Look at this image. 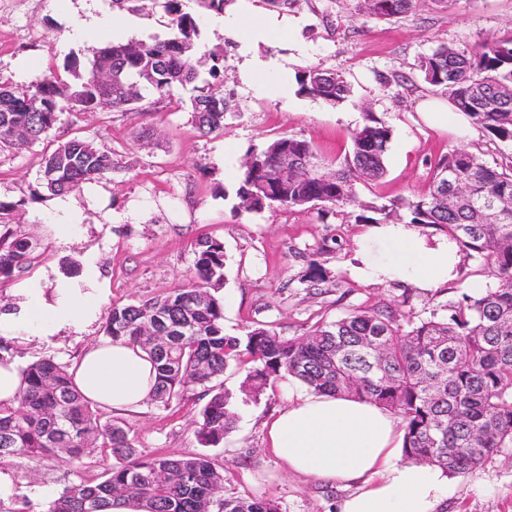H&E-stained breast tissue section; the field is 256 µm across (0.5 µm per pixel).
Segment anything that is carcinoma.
I'll return each mask as SVG.
<instances>
[{"mask_svg":"<svg viewBox=\"0 0 512 512\" xmlns=\"http://www.w3.org/2000/svg\"><path fill=\"white\" fill-rule=\"evenodd\" d=\"M171 15L165 39L94 46L92 60L64 62L73 83L48 69L19 91L0 86V148L34 144L48 137L61 115L98 111L100 85L90 65L110 76L114 109L158 98L175 87H192L189 108L194 127L206 136L224 130L228 102L224 55L207 61L194 56L201 32L180 0H150ZM417 0H364L367 14L380 21L405 16ZM424 83L490 140L512 146V34L475 45L438 46L418 58ZM297 93L333 106L351 95L346 78L309 67L295 76ZM393 129L369 110L351 133L344 156L323 155L295 135L281 136L255 152L244 168L236 196L240 206L345 209L356 202V184H370L386 173ZM298 162L286 185L274 175L275 154ZM118 168L112 151L76 136L46 158L43 181L55 195L80 190ZM428 191L362 205L347 213L356 224H417L446 234L459 252L479 261L489 279L477 295L461 294L442 314L425 319L385 305L355 308L334 321L319 320L296 337L268 325L248 327L239 336L224 334V307L208 286L224 280V244L208 238L194 248L196 282L145 302L114 303L105 311L111 341L141 346L157 364L151 401L164 408L189 399L203 402L197 438L218 447L233 431L238 413L216 380L234 366L246 371V395L258 400L268 386L294 377L322 392L373 402L396 415L404 430L403 456L463 477L497 458H512V155L492 166L478 155L453 149L430 164ZM465 193L448 206L457 183ZM39 243L0 235V276L30 266ZM24 387L16 407L0 406V467L12 458L41 462L66 453L75 471L84 467L86 449L97 450L103 472L98 481L73 480L48 502L44 512H105L112 499L133 494L147 498L151 512H281L278 501L224 494V472L205 454L172 458L144 455L131 429L104 416L72 385L68 365L42 358L21 368Z\"/></svg>","mask_w":512,"mask_h":512,"instance_id":"cac0c4a2","label":"carcinoma"}]
</instances>
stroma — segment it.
I'll return each mask as SVG.
<instances>
[{"mask_svg":"<svg viewBox=\"0 0 512 512\" xmlns=\"http://www.w3.org/2000/svg\"><path fill=\"white\" fill-rule=\"evenodd\" d=\"M77 6L78 0H43L38 8L0 11V82L28 87L48 65L59 67L70 53H86L88 42L70 37ZM360 6L361 0H298L284 13L287 41L258 47L260 54L287 59L292 76L310 66L342 73L352 93L341 105L296 93L285 99L244 82L233 34L218 16L202 15L199 52L224 50V95L233 107L224 117L223 133L200 135L184 106L190 92L177 88L153 101L150 111L105 110L78 118L66 114L46 140L0 150V202L12 208L8 227L41 243L33 265L0 277V300L9 299L16 283L38 277L43 268L61 271L67 263H84L89 253L107 283L109 302L161 297L189 285L194 245L206 236L221 241L227 256L224 281L211 291L224 305L229 336L263 324L291 338L318 320L385 304H399L427 318L470 284L485 287L486 278L477 275V263L468 258L456 284L429 292L360 280L351 268L357 263L362 225L311 208L254 212L238 205L234 192L248 150L298 135L324 153H344L366 107L394 135L385 176L356 187L363 203L421 195L428 188L431 161L452 149L469 150L489 163L512 154V147L490 141L480 130L466 138L424 123L416 106L433 89L415 70L418 57L439 45L462 47L503 35L512 28V0H451L444 10L420 0L415 14L389 22L367 18ZM401 77L411 80L410 89L398 86ZM76 135L112 150L120 167L77 191L83 220L70 242L59 245L50 230L51 195L42 184V170L46 155ZM328 239L333 246L327 250L323 243ZM303 252L315 255L327 272L318 289L303 278ZM103 337L98 323L87 332L22 348L18 359L25 364L51 356L67 364L81 348ZM242 379L232 369L222 378L239 418L217 448L206 450L198 443L194 421L199 407L191 401L177 409L149 402L119 419L131 428L143 453L174 458L207 453L224 468L226 494L273 497L283 512H336L345 489L287 472L268 444L264 423L287 406V389L274 386L252 401L240 391ZM9 469L15 477L13 499L27 502L30 512H43L47 498L55 497L72 476L71 464L61 459L40 465L16 459ZM453 484L457 491L448 498L446 512H512V462L494 461L454 478ZM38 489L44 498L35 497Z\"/></svg>","mask_w":512,"mask_h":512,"instance_id":"35a3bbf8","label":"stroma"}]
</instances>
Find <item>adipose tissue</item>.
Wrapping results in <instances>:
<instances>
[{
  "instance_id": "ef3b65f1",
  "label": "adipose tissue",
  "mask_w": 512,
  "mask_h": 512,
  "mask_svg": "<svg viewBox=\"0 0 512 512\" xmlns=\"http://www.w3.org/2000/svg\"><path fill=\"white\" fill-rule=\"evenodd\" d=\"M236 0L224 26L245 50L241 75L250 84L287 94L284 62L264 59L253 47L287 39L288 31ZM356 272L379 283L400 281L429 291L456 281L461 261L455 244L428 235L414 224H371L362 232ZM107 290L94 260L78 277L17 283L0 304V337L20 346L93 326L102 315ZM85 399L104 408L134 410L151 395L156 369L140 346L104 341L90 346L68 369ZM271 448L294 474L347 488L339 512H435L455 488L438 467L403 459V429L386 409L309 387L289 390L288 405L268 425Z\"/></svg>"
}]
</instances>
